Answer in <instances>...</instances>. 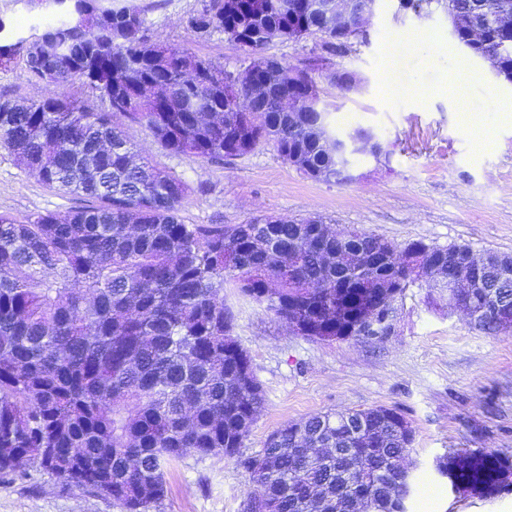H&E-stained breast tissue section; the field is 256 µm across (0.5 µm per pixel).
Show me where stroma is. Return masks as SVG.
Returning a JSON list of instances; mask_svg holds the SVG:
<instances>
[{
    "instance_id": "1",
    "label": "stroma",
    "mask_w": 512,
    "mask_h": 512,
    "mask_svg": "<svg viewBox=\"0 0 512 512\" xmlns=\"http://www.w3.org/2000/svg\"><path fill=\"white\" fill-rule=\"evenodd\" d=\"M146 18V34L160 45H181L233 71L246 55L222 33L190 35L187 19L201 0H129ZM364 35L331 52L324 34L277 41L268 55L312 71L330 111L331 129L345 137L373 130L390 153L388 162L353 159L347 184L307 178L284 162L273 143L221 164L160 150L152 132L125 129L137 152L179 176L190 187L179 211L185 224H243L258 216H319L336 229L354 227L396 245L467 244L512 255V84L497 79L485 62L451 37L440 5L421 12L399 0H377ZM398 33H421L446 44L447 58L407 54ZM477 73L465 93V112L446 89L450 71ZM356 73L360 88L345 94L327 74ZM431 88L430 98L412 95ZM85 197L44 185L22 166L16 151L0 147V214L19 221L62 216L86 205ZM224 305L234 316L232 335L251 359L262 409L243 443L259 454L268 436L290 422L328 411L385 407L412 427L404 465L435 478L433 461L448 453L492 450L512 459V334L480 332L447 299L410 288L394 305L386 335L315 341L295 334L263 305L224 285ZM160 512H246L253 486L235 459L218 453L186 454L166 470ZM410 512H512V487L492 498L442 490L426 503L413 498ZM0 512H121L112 499L66 485L31 466L0 479Z\"/></svg>"
}]
</instances>
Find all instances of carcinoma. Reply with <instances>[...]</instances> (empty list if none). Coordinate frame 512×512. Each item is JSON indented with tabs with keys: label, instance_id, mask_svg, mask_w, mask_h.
<instances>
[{
	"label": "carcinoma",
	"instance_id": "carcinoma-1",
	"mask_svg": "<svg viewBox=\"0 0 512 512\" xmlns=\"http://www.w3.org/2000/svg\"><path fill=\"white\" fill-rule=\"evenodd\" d=\"M446 2L474 51L499 58L512 81V0H409L414 10ZM53 20L28 38L0 18V68L25 59L47 91L17 103L0 99V144L58 190L89 204L26 223L0 215V475L21 473L23 456L76 488L104 494L124 512H159L168 463L192 451L236 457L262 404L250 359L231 335L224 281L277 319L288 309L313 322L308 338L360 336L359 321L336 322V292L351 313L357 286L388 303L422 287L417 259L381 266L379 278L351 269L348 249L312 234L313 217L245 224H184L189 186L150 161L136 162L122 126L144 124L165 152L222 163L271 142L300 171L347 184L330 145L310 126L330 115L288 117V63L249 81L185 47L153 44L141 11L123 0H28ZM322 0H202L187 21L195 34L241 29L264 51L316 28L337 51ZM79 83L97 103L60 98L50 88ZM347 245L372 250L377 236L345 231ZM453 275L452 253L468 245L412 241ZM488 253L469 298L477 329L498 334L512 316V276ZM414 433L388 408L315 414L239 459L266 512H406L410 476L399 470ZM461 489L500 493L512 462L493 452L443 455Z\"/></svg>",
	"mask_w": 512,
	"mask_h": 512
}]
</instances>
